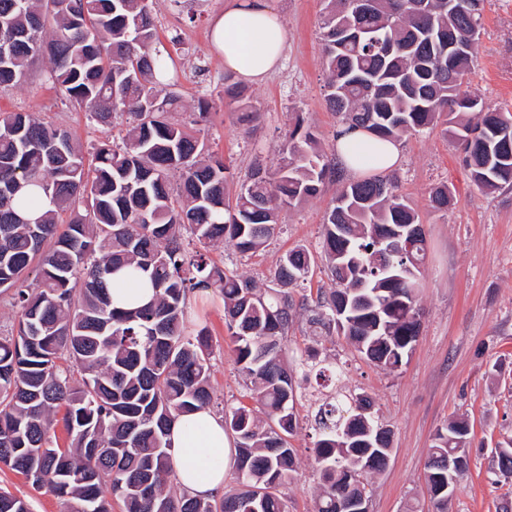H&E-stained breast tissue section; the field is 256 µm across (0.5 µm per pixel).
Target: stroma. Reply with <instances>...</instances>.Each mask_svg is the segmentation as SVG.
Segmentation results:
<instances>
[{"label":"stroma","instance_id":"obj_1","mask_svg":"<svg viewBox=\"0 0 512 512\" xmlns=\"http://www.w3.org/2000/svg\"><path fill=\"white\" fill-rule=\"evenodd\" d=\"M282 16L288 45L280 69L263 84L249 86L258 118L250 128L236 124L223 103V60L208 40L209 17L224 0H152L158 31L155 45L171 57L177 70L175 92L183 114L193 112L198 98L212 105L204 137L210 153L245 174L255 166L273 167L288 127L289 115L303 113L325 148H332L340 125L324 98L321 61L322 0H271ZM47 63L27 82L0 90V112H34L67 128L84 145L102 139L99 128L46 85ZM486 103L512 111V0H486L482 29L468 76ZM403 160L392 171L400 191L419 212L426 238L418 303L421 326L406 364L395 372L367 362L344 337H315L306 310H298L288 329V349L296 356L318 346L323 356L343 370L341 390L364 394L373 412L392 433V452L384 470L365 476L370 512H436L425 484V463L435 435L448 421L463 418L471 428L469 469L460 478L448 512H500L512 503V477L497 469L496 445L512 439V189L491 195L470 181L461 146L442 129L404 136ZM329 183L316 199L280 213L282 226L262 250L242 255L232 244L210 248L211 263L250 278L257 287H275L279 258L306 246L317 262L307 281L293 287L295 301L315 299L332 283L320 262L322 224L336 193ZM453 185L455 198L447 212L429 208L430 187ZM188 332L209 330V364L214 400L224 407L248 402L224 324V301L215 293H194L188 300ZM298 428L290 440L296 450L297 473L285 492L286 512H316L318 479L312 450L318 439L312 409L295 405ZM0 487L26 497L33 512H66L63 500L34 489L25 478L0 469Z\"/></svg>","mask_w":512,"mask_h":512}]
</instances>
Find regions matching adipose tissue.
Wrapping results in <instances>:
<instances>
[{"label": "adipose tissue", "instance_id": "1", "mask_svg": "<svg viewBox=\"0 0 512 512\" xmlns=\"http://www.w3.org/2000/svg\"><path fill=\"white\" fill-rule=\"evenodd\" d=\"M210 42L224 66L246 83H263L281 65L287 31L270 0H224L209 20ZM336 156L351 175L386 173L401 162L394 141H377L369 132L336 130ZM177 484L191 495L212 498L224 487L231 440L224 421L209 407L176 417L168 434Z\"/></svg>", "mask_w": 512, "mask_h": 512}]
</instances>
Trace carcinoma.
Listing matches in <instances>:
<instances>
[{"label": "carcinoma", "mask_w": 512, "mask_h": 512, "mask_svg": "<svg viewBox=\"0 0 512 512\" xmlns=\"http://www.w3.org/2000/svg\"><path fill=\"white\" fill-rule=\"evenodd\" d=\"M324 4L325 101L343 124L384 141L443 124L481 192L512 188V112L490 107L466 82L485 0H373L363 15L355 0ZM154 40L149 0H0V89L46 59L47 79L90 122L107 133L115 119L129 120L121 141L104 138L88 159L67 129L33 112L0 113V291H13L18 310L17 334L0 336V467L48 488L69 512H113L114 499L121 512H284L296 473L295 372L304 381L341 374L315 348L292 359L284 343L288 288L307 280L315 260L304 247L289 250L275 272L279 289L263 292L210 266L206 251L226 241L242 254L260 249L279 213L320 195L336 168L297 113L277 167L235 179L208 153L207 99L189 122L172 118L179 98L163 93L171 72ZM224 100L238 124L257 118L239 84L224 83ZM452 200L447 184L428 192L435 211ZM418 224L397 181L381 177L342 183L323 224L334 288L317 295L310 322L390 372L418 336L425 250L386 246ZM186 233L201 249H186ZM123 268L150 280L153 304L112 307V274ZM208 291L224 300L235 364L262 410L224 411L238 489L218 501L167 490L170 423L213 402L207 330L189 334L185 324L189 294ZM371 409L364 395L320 400L318 512H352L350 500L364 507L361 477L386 467L388 431ZM469 444L464 420L436 435L425 478L437 512H448V457L464 474ZM0 512H31L30 503L1 489Z\"/></svg>", "instance_id": "cac0c4a2"}]
</instances>
